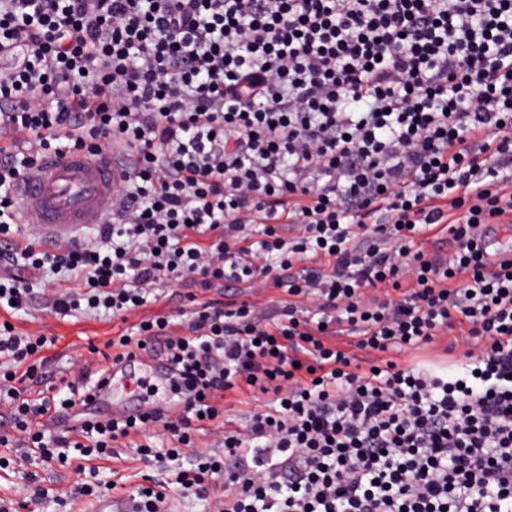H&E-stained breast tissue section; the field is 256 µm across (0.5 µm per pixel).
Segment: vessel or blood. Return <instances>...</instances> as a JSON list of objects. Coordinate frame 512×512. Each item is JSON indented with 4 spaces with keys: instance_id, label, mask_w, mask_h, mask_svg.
I'll use <instances>...</instances> for the list:
<instances>
[{
    "instance_id": "obj_1",
    "label": "vessel or blood",
    "mask_w": 512,
    "mask_h": 512,
    "mask_svg": "<svg viewBox=\"0 0 512 512\" xmlns=\"http://www.w3.org/2000/svg\"><path fill=\"white\" fill-rule=\"evenodd\" d=\"M119 176V164L106 151L49 157L33 177L16 188L20 221L58 235L103 223L112 208V186ZM138 366L162 378L170 373L169 365L160 355L134 351L112 361L105 382L94 390L96 402H103L116 387H131L132 370Z\"/></svg>"
}]
</instances>
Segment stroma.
<instances>
[{
	"label": "stroma",
	"mask_w": 512,
	"mask_h": 512,
	"mask_svg": "<svg viewBox=\"0 0 512 512\" xmlns=\"http://www.w3.org/2000/svg\"><path fill=\"white\" fill-rule=\"evenodd\" d=\"M17 331L32 335L47 332L56 343L47 352L42 368V384L56 385L59 373L68 371L77 361H87L90 368L104 364L101 350L106 340L121 329L122 323L106 317L93 318L79 313L63 316L46 308L40 298H33L25 313L15 319ZM224 449L210 430L197 431L192 447L182 449L177 460L139 454L130 447L113 448L110 460L102 462L98 472L82 475L74 471L78 452H70L68 461L44 462L31 457L16 465L15 449L0 447V498L11 500L19 512H95L97 497L77 493L81 483L114 482V494L131 495L148 481L167 483L171 512H208L207 500L185 494L176 481L178 471L190 468L197 455H223ZM42 488L41 498H34L35 488Z\"/></svg>",
	"instance_id": "obj_1"
}]
</instances>
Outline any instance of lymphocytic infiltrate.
<instances>
[{"instance_id": "lymphocytic-infiltrate-1", "label": "lymphocytic infiltrate", "mask_w": 512, "mask_h": 512, "mask_svg": "<svg viewBox=\"0 0 512 512\" xmlns=\"http://www.w3.org/2000/svg\"><path fill=\"white\" fill-rule=\"evenodd\" d=\"M1 51V447L73 448L83 472L137 435L191 446L228 394L270 393L180 477L214 512H512V260L483 247L512 223V0H0ZM114 148L104 223L49 249L16 230L44 156ZM29 269L55 312L122 320L190 279L186 323L106 343L160 352L176 405L59 430L95 383L27 396L53 343L9 326ZM242 288L281 290L278 319ZM445 334L475 380L401 360Z\"/></svg>"}]
</instances>
